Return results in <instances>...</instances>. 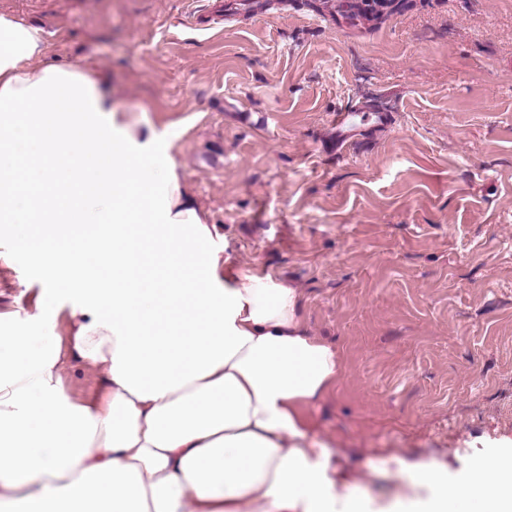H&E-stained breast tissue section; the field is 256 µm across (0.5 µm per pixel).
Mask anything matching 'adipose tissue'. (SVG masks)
<instances>
[{
    "instance_id": "obj_1",
    "label": "adipose tissue",
    "mask_w": 512,
    "mask_h": 512,
    "mask_svg": "<svg viewBox=\"0 0 512 512\" xmlns=\"http://www.w3.org/2000/svg\"><path fill=\"white\" fill-rule=\"evenodd\" d=\"M46 53L0 15V223L42 286L0 313V512H377L304 417L341 359L296 288L227 268L168 131ZM75 361L93 400L62 391ZM398 478L395 512H512L507 446Z\"/></svg>"
}]
</instances>
